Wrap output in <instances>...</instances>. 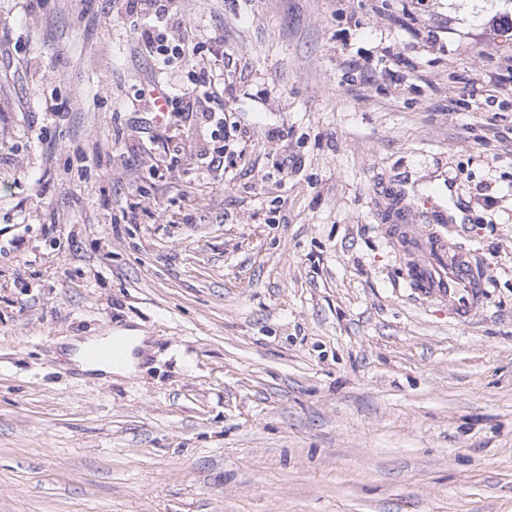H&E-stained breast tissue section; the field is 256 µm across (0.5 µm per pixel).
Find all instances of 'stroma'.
Here are the masks:
<instances>
[{
    "label": "stroma",
    "mask_w": 512,
    "mask_h": 512,
    "mask_svg": "<svg viewBox=\"0 0 512 512\" xmlns=\"http://www.w3.org/2000/svg\"><path fill=\"white\" fill-rule=\"evenodd\" d=\"M177 11L230 149L136 102L191 65L125 0H0V512H512V0ZM388 224L474 251L468 322ZM125 328L136 372L67 359Z\"/></svg>",
    "instance_id": "1"
}]
</instances>
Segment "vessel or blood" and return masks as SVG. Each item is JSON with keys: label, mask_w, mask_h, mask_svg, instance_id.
Masks as SVG:
<instances>
[{"label": "vessel or blood", "mask_w": 512, "mask_h": 512, "mask_svg": "<svg viewBox=\"0 0 512 512\" xmlns=\"http://www.w3.org/2000/svg\"><path fill=\"white\" fill-rule=\"evenodd\" d=\"M389 240L405 257L404 277L412 290L426 300L447 304L458 320H468L484 300L488 277L476 266L470 253L451 248L435 229L419 231L414 224H389ZM128 347L122 340L90 349L92 359L123 363Z\"/></svg>", "instance_id": "1"}]
</instances>
